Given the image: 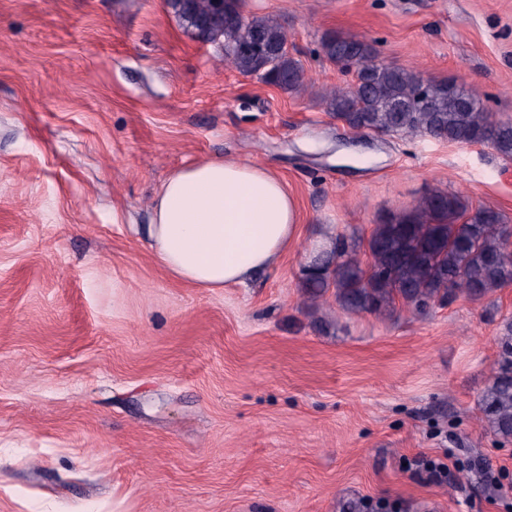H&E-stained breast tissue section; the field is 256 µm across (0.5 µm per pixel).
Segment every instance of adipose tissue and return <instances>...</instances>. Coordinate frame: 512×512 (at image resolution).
<instances>
[{"instance_id": "ef3b65f1", "label": "adipose tissue", "mask_w": 512, "mask_h": 512, "mask_svg": "<svg viewBox=\"0 0 512 512\" xmlns=\"http://www.w3.org/2000/svg\"><path fill=\"white\" fill-rule=\"evenodd\" d=\"M298 235L294 198L275 173L248 159L176 171L158 190L148 226L165 273L210 291L273 267Z\"/></svg>"}]
</instances>
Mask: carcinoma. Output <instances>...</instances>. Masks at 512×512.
<instances>
[{
  "mask_svg": "<svg viewBox=\"0 0 512 512\" xmlns=\"http://www.w3.org/2000/svg\"><path fill=\"white\" fill-rule=\"evenodd\" d=\"M216 32L224 65L257 75L283 91L305 82L301 64L288 52V37L273 16L243 14L242 0H224ZM324 57L355 81L334 90L326 110L349 130L420 135L439 142H488L512 160V120H495L469 90L452 79L423 80L416 72L374 61L372 46L355 36H326ZM369 261L338 236L302 267L304 300L317 304L332 294L349 314H390L396 305L417 313L464 297L477 300L512 283V226L492 207L467 214V206L442 191L384 224L367 239ZM481 420L512 437V335L502 338L499 367L483 394Z\"/></svg>",
  "mask_w": 512,
  "mask_h": 512,
  "instance_id": "carcinoma-1",
  "label": "carcinoma"
}]
</instances>
